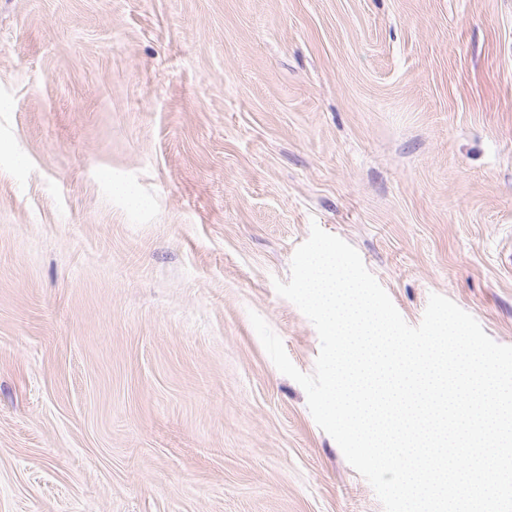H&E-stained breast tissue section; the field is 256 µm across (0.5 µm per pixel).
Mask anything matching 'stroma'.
<instances>
[{
	"label": "stroma",
	"mask_w": 512,
	"mask_h": 512,
	"mask_svg": "<svg viewBox=\"0 0 512 512\" xmlns=\"http://www.w3.org/2000/svg\"><path fill=\"white\" fill-rule=\"evenodd\" d=\"M314 222L512 345V0H0V512H383L249 320Z\"/></svg>",
	"instance_id": "stroma-1"
}]
</instances>
